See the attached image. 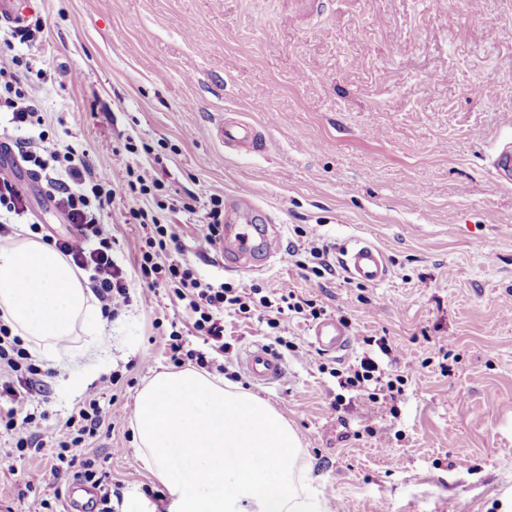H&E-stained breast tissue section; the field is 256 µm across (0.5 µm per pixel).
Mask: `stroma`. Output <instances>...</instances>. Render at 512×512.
Returning <instances> with one entry per match:
<instances>
[{
	"instance_id": "obj_1",
	"label": "stroma",
	"mask_w": 512,
	"mask_h": 512,
	"mask_svg": "<svg viewBox=\"0 0 512 512\" xmlns=\"http://www.w3.org/2000/svg\"><path fill=\"white\" fill-rule=\"evenodd\" d=\"M33 36L0 49V68L30 66L25 87L40 122L20 138L37 147L72 142L95 173L120 178L115 150L133 141V162L161 180L163 223L176 225L179 258L202 278L238 288L275 285L345 318L356 336H387L388 370L405 376L397 415L362 433L363 398L335 406L332 369L361 356L311 342L310 321L284 317L294 351L287 379L255 381L241 359L269 345L267 325L224 312V370L217 380L280 412L301 442L310 490L335 512H512V184L493 187L491 162L512 146V0H16ZM73 80L61 79V72ZM244 119L264 148L225 147L218 129ZM28 217L67 236L45 179L20 185ZM242 196L255 223L279 230L284 251L228 270L224 253L199 252L201 213L188 193ZM112 256L131 287H142L144 245L136 224H114ZM324 245L330 274L306 275L289 248ZM352 237L377 245L388 276L351 280L340 262ZM108 346L76 330L65 347L25 341L42 369L21 382L28 410H45L31 431L46 446L23 455L0 428V512H33L54 499L49 473L64 421L89 384L117 377L99 398L95 435L73 446L96 456L120 496L115 512H168L167 488L143 465L132 423L136 395L173 370L162 336L181 332L199 349L181 301L161 290L154 304L131 302L100 314ZM453 352L442 357L440 345ZM447 371H440L439 362ZM83 377L80 391L69 387ZM45 479L25 492L30 475Z\"/></svg>"
}]
</instances>
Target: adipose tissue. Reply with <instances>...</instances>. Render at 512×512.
Wrapping results in <instances>:
<instances>
[{
	"label": "adipose tissue",
	"instance_id": "1",
	"mask_svg": "<svg viewBox=\"0 0 512 512\" xmlns=\"http://www.w3.org/2000/svg\"><path fill=\"white\" fill-rule=\"evenodd\" d=\"M0 316L55 344L79 327L103 334L81 275L24 228L0 246ZM134 425L172 512H329L308 490L296 430L251 393L190 369L162 372L139 392Z\"/></svg>",
	"mask_w": 512,
	"mask_h": 512
}]
</instances>
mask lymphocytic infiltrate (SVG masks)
<instances>
[{"mask_svg": "<svg viewBox=\"0 0 512 512\" xmlns=\"http://www.w3.org/2000/svg\"><path fill=\"white\" fill-rule=\"evenodd\" d=\"M2 110L11 113L12 124L0 126V145H18L24 162L34 173L46 175L52 200L75 229L74 234L55 239L54 246L75 267L90 272L97 286V297L105 309L117 310L134 299L145 305L152 304L158 287L164 286L172 289L179 300L185 301L195 331L204 340L217 343L224 340V322L220 314L226 310L247 319L253 318L257 309L269 310L271 316L266 324L272 329L279 327L278 317L287 311L307 320L322 315V308L317 307L314 300L280 291L277 286H269L267 295L256 298L246 289L228 283L216 286L204 282L180 261L171 259V250L179 246L175 225L161 223L140 204L142 198L158 190L157 180L130 161L125 162L120 181H113L108 175L95 176L86 152L70 144L45 153L32 145L21 144L16 130L33 120L38 107L26 93L17 73L0 70ZM118 192L124 194L125 202L122 208L116 209L112 203ZM107 210L112 213V223L138 224L147 232V248L141 253L139 269L148 286L139 294H131L122 269L112 258V234L106 231L102 221V214ZM92 235L99 239V245L94 249L86 246ZM38 372L21 338L0 319V373L7 377L6 382L0 383V393L6 394L9 400L6 410L0 411V424L17 434V446L21 449L38 450L43 448L44 442L39 436L30 434L33 415L27 412L24 397L12 387L10 379ZM336 378L341 389L366 393L369 402L379 407L395 400L404 384L402 376L384 372L369 356L337 372ZM51 472L56 476L67 474L100 488L102 512H112V491L103 485L96 458L71 454L69 443L64 441Z\"/></svg>", "mask_w": 512, "mask_h": 512, "instance_id": "f902f5d3", "label": "lymphocytic infiltrate"}]
</instances>
